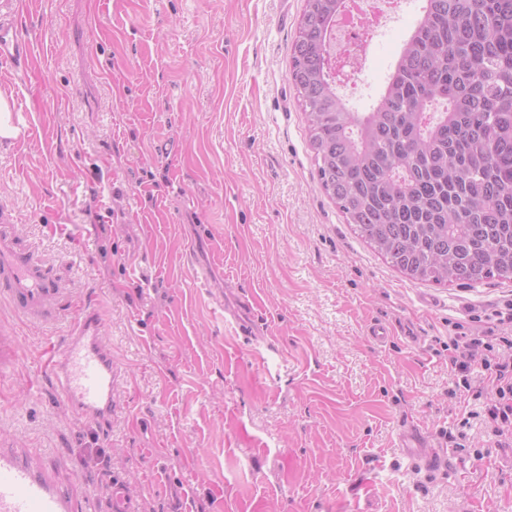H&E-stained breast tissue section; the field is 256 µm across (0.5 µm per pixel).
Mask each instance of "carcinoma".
<instances>
[{"instance_id":"1","label":"carcinoma","mask_w":512,"mask_h":512,"mask_svg":"<svg viewBox=\"0 0 512 512\" xmlns=\"http://www.w3.org/2000/svg\"><path fill=\"white\" fill-rule=\"evenodd\" d=\"M349 0H305L290 76L326 194L411 280L512 281V0H424L373 108L327 57Z\"/></svg>"}]
</instances>
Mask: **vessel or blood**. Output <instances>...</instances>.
<instances>
[{
	"label": "vessel or blood",
	"mask_w": 512,
	"mask_h": 512,
	"mask_svg": "<svg viewBox=\"0 0 512 512\" xmlns=\"http://www.w3.org/2000/svg\"><path fill=\"white\" fill-rule=\"evenodd\" d=\"M33 45L21 39L14 19L0 16V64L23 65ZM67 290L37 250L18 237L14 216L0 207V297L31 322L47 323L60 312ZM64 402L97 430L112 424V349L103 336L99 311L83 306L71 332L52 345L41 366ZM40 453L0 442V512H96L82 491L63 486L38 464Z\"/></svg>",
	"instance_id": "1"
}]
</instances>
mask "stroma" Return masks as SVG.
<instances>
[{
	"label": "stroma",
	"instance_id": "35a3bbf8",
	"mask_svg": "<svg viewBox=\"0 0 512 512\" xmlns=\"http://www.w3.org/2000/svg\"><path fill=\"white\" fill-rule=\"evenodd\" d=\"M305 0H28L33 54L0 65L31 128L0 143V204L112 347V425L77 418L39 365L75 318L0 300L22 358L0 372V440L139 512H512V447L487 448L445 345L483 334L512 282L409 280L324 192L289 74ZM412 0L363 59L367 111L414 30ZM108 223H99L100 215ZM205 270V284L194 279ZM251 296L254 339L224 312ZM396 329L384 344L370 324ZM420 426L401 452L404 423ZM463 432L447 461L416 458Z\"/></svg>",
	"mask_w": 512,
	"mask_h": 512
}]
</instances>
